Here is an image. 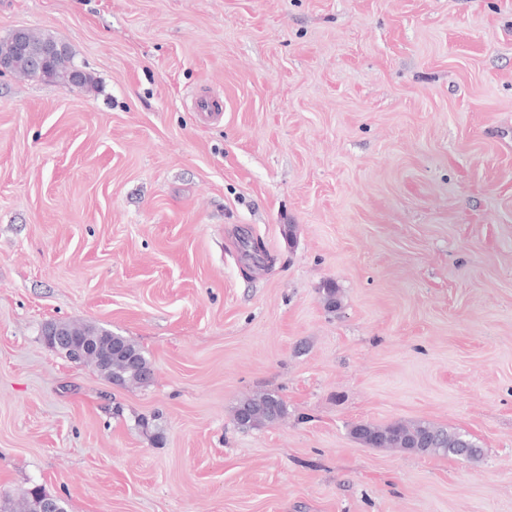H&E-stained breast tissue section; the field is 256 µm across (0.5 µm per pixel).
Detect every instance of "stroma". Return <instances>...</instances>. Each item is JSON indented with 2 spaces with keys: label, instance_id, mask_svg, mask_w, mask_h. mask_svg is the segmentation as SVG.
<instances>
[{
  "label": "stroma",
  "instance_id": "obj_1",
  "mask_svg": "<svg viewBox=\"0 0 512 512\" xmlns=\"http://www.w3.org/2000/svg\"><path fill=\"white\" fill-rule=\"evenodd\" d=\"M18 27L97 86L0 74V503L512 512V0H0ZM261 392L286 415L239 428ZM396 420L482 459L350 434ZM65 325V327L75 336H105L110 337L114 341H117L119 343H122L123 345L127 346L131 350L135 351L139 358V364L136 367L130 366L126 360L123 358H113L112 359V366L110 370H103L99 363L97 358L91 357L87 358L84 362H89L93 364L96 369L106 376L107 378L116 377L119 378L122 383H135V384H146L151 378L146 375V368L149 364L148 359L144 355L141 348L136 345L132 340H130L126 336H119L116 334H112V331L105 329L103 327H97L92 324H85L82 326H75L68 323H62ZM47 325V324H46ZM46 325L43 328V336L44 335V329ZM75 336H70L66 333V330L62 326H58L54 329H51V331L45 336V339L47 338V344L52 349H65L68 352H72L75 355H82L88 352L89 347L83 343L82 341H78ZM120 380L113 379V381L121 383ZM372 430L373 439L368 441L372 448H396L401 451L413 452L423 455L454 456L455 449L460 441H469L475 448L467 460H476L481 455L480 447L473 442L469 435L460 431H451L443 426L429 422L406 423L394 421L387 425H374L367 423ZM430 433H437L442 442L431 448H418Z\"/></svg>",
  "mask_w": 512,
  "mask_h": 512
}]
</instances>
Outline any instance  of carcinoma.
Segmentation results:
<instances>
[{"mask_svg": "<svg viewBox=\"0 0 512 512\" xmlns=\"http://www.w3.org/2000/svg\"><path fill=\"white\" fill-rule=\"evenodd\" d=\"M23 35L28 42L35 46L55 44L60 47L55 58L50 62L47 74L36 70L34 62L16 51L15 39ZM0 56L13 59L11 72L29 78H38L59 83L68 88L87 89L93 83L92 77L79 68L74 61L70 47L58 40L50 33H36L27 28L13 30L9 36L0 41ZM244 256L254 263L261 264L265 260L266 251L259 239L248 235L240 239ZM65 327L76 336H105L127 346L135 351L139 364L130 366L122 358L112 359V366L108 370H100L106 377L114 376L124 383L145 384L150 380L146 375L149 364L141 348L126 336H119L103 327L92 324L75 326L65 324ZM253 409L248 424L250 428L262 427L276 423L286 414V406L281 398L270 393L253 395L242 401ZM373 439L368 444L375 448H396L401 451L413 452L423 455H454L457 445L462 440H470L469 435L460 431H451L443 426L429 422L406 423L394 421L387 425H369Z\"/></svg>", "mask_w": 512, "mask_h": 512, "instance_id": "obj_1", "label": "carcinoma"}]
</instances>
